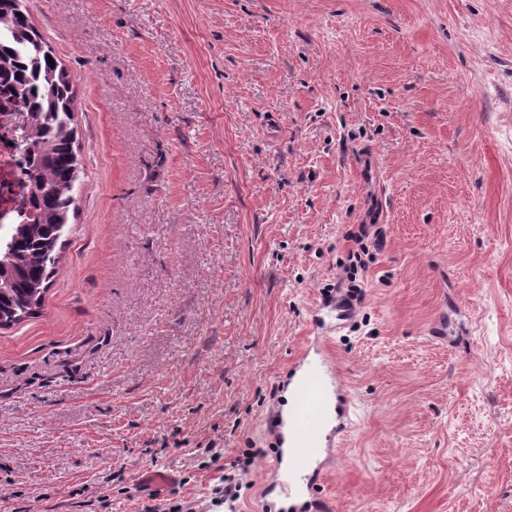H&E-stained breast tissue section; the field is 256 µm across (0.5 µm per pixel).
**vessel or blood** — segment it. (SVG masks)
Returning <instances> with one entry per match:
<instances>
[{
    "label": "vessel or blood",
    "instance_id": "obj_1",
    "mask_svg": "<svg viewBox=\"0 0 512 512\" xmlns=\"http://www.w3.org/2000/svg\"><path fill=\"white\" fill-rule=\"evenodd\" d=\"M298 383L289 415L269 411L265 428L279 450L271 464L276 484L286 495L308 494L317 512H331V501L322 496L308 478L319 449L327 447V427L344 437L354 424L355 405L342 392L343 384L329 368L328 359L301 355L294 366Z\"/></svg>",
    "mask_w": 512,
    "mask_h": 512
}]
</instances>
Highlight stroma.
I'll return each mask as SVG.
<instances>
[{"label":"stroma","mask_w":512,"mask_h":512,"mask_svg":"<svg viewBox=\"0 0 512 512\" xmlns=\"http://www.w3.org/2000/svg\"><path fill=\"white\" fill-rule=\"evenodd\" d=\"M30 13L88 177L39 317L0 329V512H138L144 466L225 512L362 224L386 245L331 336L333 512H512V0Z\"/></svg>","instance_id":"stroma-1"}]
</instances>
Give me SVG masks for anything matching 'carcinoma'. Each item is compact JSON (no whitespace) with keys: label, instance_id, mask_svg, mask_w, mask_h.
<instances>
[{"label":"carcinoma","instance_id":"carcinoma-1","mask_svg":"<svg viewBox=\"0 0 512 512\" xmlns=\"http://www.w3.org/2000/svg\"><path fill=\"white\" fill-rule=\"evenodd\" d=\"M29 0H0V92L22 117L32 167L25 224H0V328L39 315L86 175L73 127L75 78L33 25Z\"/></svg>","mask_w":512,"mask_h":512}]
</instances>
